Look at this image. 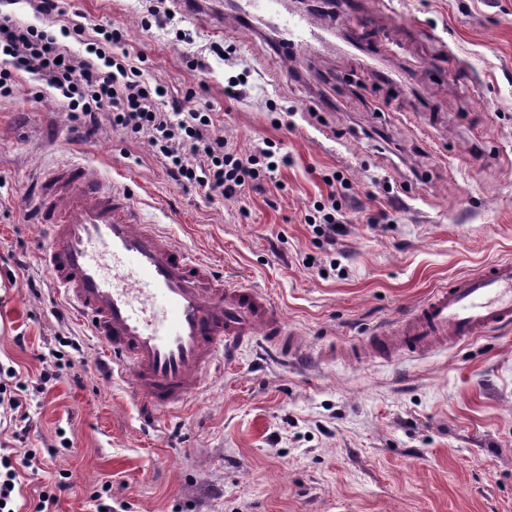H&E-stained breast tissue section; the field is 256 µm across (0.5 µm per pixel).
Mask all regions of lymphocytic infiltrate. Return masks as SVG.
<instances>
[{
    "instance_id": "obj_1",
    "label": "lymphocytic infiltrate",
    "mask_w": 512,
    "mask_h": 512,
    "mask_svg": "<svg viewBox=\"0 0 512 512\" xmlns=\"http://www.w3.org/2000/svg\"><path fill=\"white\" fill-rule=\"evenodd\" d=\"M39 24L0 12V99L11 98L22 79L54 90L76 129L92 137L102 123L126 136L146 140L168 176L206 196L231 200L243 185L274 180L287 164L271 141L238 152L225 140L213 113L163 110L159 84L145 80L129 55L112 52V35L76 50L82 24L62 23L61 0H31ZM29 396L19 371L0 363V424L13 421Z\"/></svg>"
}]
</instances>
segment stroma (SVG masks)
Here are the masks:
<instances>
[{
	"label": "stroma",
	"mask_w": 512,
	"mask_h": 512,
	"mask_svg": "<svg viewBox=\"0 0 512 512\" xmlns=\"http://www.w3.org/2000/svg\"><path fill=\"white\" fill-rule=\"evenodd\" d=\"M156 3L63 7L119 29L115 52L143 58L180 111L210 106L233 147L274 141L288 164L265 192L210 198L171 181L145 141L107 124L79 137L53 91L25 80L0 101V362L35 379L60 340L82 347L19 410L25 442L0 433L34 458L20 512H95L106 485L112 512H512V327L387 360L369 347L434 289L512 260V0H341L320 20L335 48L299 47L291 66L225 0H167L163 30L142 22ZM236 75L247 84L227 94ZM65 160L126 179L150 223L267 295L317 360L244 350L143 423L40 261L24 202L38 169ZM332 174L347 231L330 247L303 216Z\"/></svg>",
	"instance_id": "35a3bbf8"
}]
</instances>
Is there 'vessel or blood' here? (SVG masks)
<instances>
[{
	"label": "vessel or blood",
	"mask_w": 512,
	"mask_h": 512,
	"mask_svg": "<svg viewBox=\"0 0 512 512\" xmlns=\"http://www.w3.org/2000/svg\"><path fill=\"white\" fill-rule=\"evenodd\" d=\"M282 36L284 59L318 39L314 17L283 0H243ZM49 232L41 261L54 291L120 373L134 400L159 411L182 404L217 365L265 339L286 358L305 351L280 309L258 289L224 281L213 267L145 219L128 185L81 162L45 168L27 202ZM512 323V261L435 289L393 330L388 353H427Z\"/></svg>",
	"instance_id": "1"
}]
</instances>
